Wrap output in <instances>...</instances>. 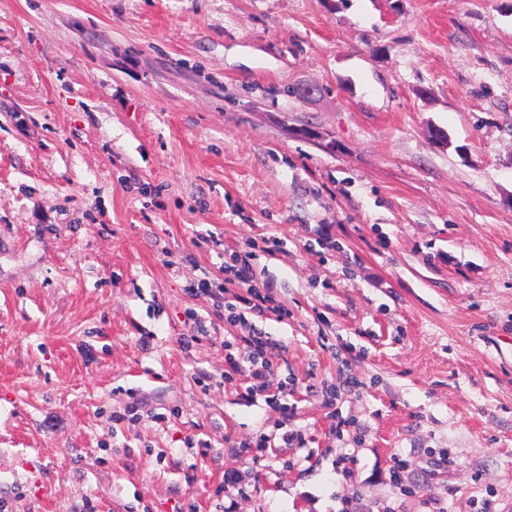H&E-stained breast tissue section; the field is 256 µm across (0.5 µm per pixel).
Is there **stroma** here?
Instances as JSON below:
<instances>
[{
    "mask_svg": "<svg viewBox=\"0 0 512 512\" xmlns=\"http://www.w3.org/2000/svg\"><path fill=\"white\" fill-rule=\"evenodd\" d=\"M0 512H512V0H0ZM224 275V280L216 285L206 279L199 280L197 288H188V292L192 295L203 293L214 298L218 308L220 307L219 303L224 307L226 320L234 324L248 325L245 311L256 314L269 311L277 313L280 317L288 316V308L276 304L270 292L263 286L260 287L250 275L248 256L237 253L230 254L229 261H226L224 265ZM229 288H245V293L235 294V303L231 301L224 303V299H226L224 294L229 292ZM241 342L244 343L242 350L238 349L236 354L233 353L232 342L224 343L226 351L224 361L228 367L226 376L232 377V373L245 376L250 384L246 388V396L249 399H256L259 395L264 397L267 404L279 406L283 412L287 411L288 405L280 402V397H284L287 393L281 392L280 395L268 393V381L273 375L272 363L268 356L270 349L268 337L249 332L248 336L241 337Z\"/></svg>",
    "mask_w": 512,
    "mask_h": 512,
    "instance_id": "35a3bbf8",
    "label": "stroma"
}]
</instances>
